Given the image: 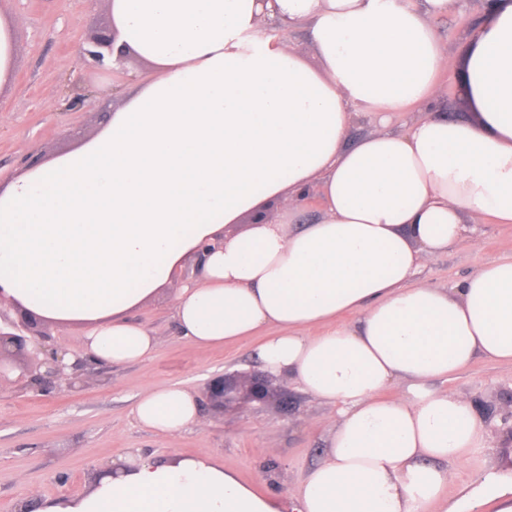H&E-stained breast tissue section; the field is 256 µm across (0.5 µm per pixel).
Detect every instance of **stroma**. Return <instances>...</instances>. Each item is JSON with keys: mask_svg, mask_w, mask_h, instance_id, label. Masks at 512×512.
<instances>
[{"mask_svg": "<svg viewBox=\"0 0 512 512\" xmlns=\"http://www.w3.org/2000/svg\"><path fill=\"white\" fill-rule=\"evenodd\" d=\"M483 7L484 0H463L460 12L436 24L448 58L445 94L436 109L451 118L468 114L455 96V77ZM0 9L18 21L13 82L0 91L3 185L30 161H45L96 133L122 104L132 80L149 68L135 57L116 74L80 64V43L112 22L107 0H0ZM511 256L512 224H482L426 265L419 278L448 288L483 264ZM135 317L157 339L147 361L86 362L84 384L75 390L60 386L40 396L25 379L0 392V512H14L34 494L80 495L103 466L130 452L148 460L213 457L242 481L271 493L296 487L319 461L332 410L285 378H270L265 404L240 401L221 412L204 406L205 425L174 438L139 425L131 410L142 390L179 383L202 399L212 378L254 367L249 342L198 348L179 336L168 293L150 300ZM439 386L497 405L512 397V365L478 357Z\"/></svg>", "mask_w": 512, "mask_h": 512, "instance_id": "35a3bbf8", "label": "stroma"}]
</instances>
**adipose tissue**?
<instances>
[{"label":"adipose tissue","instance_id":"adipose-tissue-1","mask_svg":"<svg viewBox=\"0 0 512 512\" xmlns=\"http://www.w3.org/2000/svg\"><path fill=\"white\" fill-rule=\"evenodd\" d=\"M109 7L119 43L152 72L100 132L0 189V293L85 324L98 360L134 364L157 341L131 310L172 289L180 336L252 340L261 372L336 414L320 461L283 495L211 457L132 453L32 512H512V453L449 502L469 450L512 434L435 385L477 356L512 364V259L448 289L418 279L468 226L512 224V0H485L466 40L464 119L433 110L447 67L434 22L460 0ZM264 21L305 29L319 67ZM367 116L376 131L347 144ZM313 191L320 213L300 222L295 204ZM197 256L201 277L179 282ZM132 413L171 438L202 422L178 385L139 393Z\"/></svg>","mask_w":512,"mask_h":512}]
</instances>
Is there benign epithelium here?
Returning <instances> with one entry per match:
<instances>
[{
	"mask_svg": "<svg viewBox=\"0 0 512 512\" xmlns=\"http://www.w3.org/2000/svg\"><path fill=\"white\" fill-rule=\"evenodd\" d=\"M116 33L110 29L106 32H97L79 47L80 60L83 63L91 62L102 66L104 60L112 55L116 56L118 67L114 71L124 69L129 58V52L122 48L114 52ZM21 314V321L15 322L0 309V319L10 327L8 331L0 330V390L7 380L6 365L14 364L15 356L24 351L27 344H32V353L39 358V367L43 372L37 374L34 381L47 388H53L61 383L73 389L80 383L78 368L83 361L78 360L68 367L58 359V350H46L39 342V338L47 336L42 330V320L31 312L15 307ZM243 394L252 402L264 403L269 396L268 380L259 373L249 375L226 374L213 380L208 388V397L213 407L224 409V404L229 402L237 394Z\"/></svg>",
	"mask_w": 512,
	"mask_h": 512,
	"instance_id": "obj_1",
	"label": "benign epithelium"
}]
</instances>
